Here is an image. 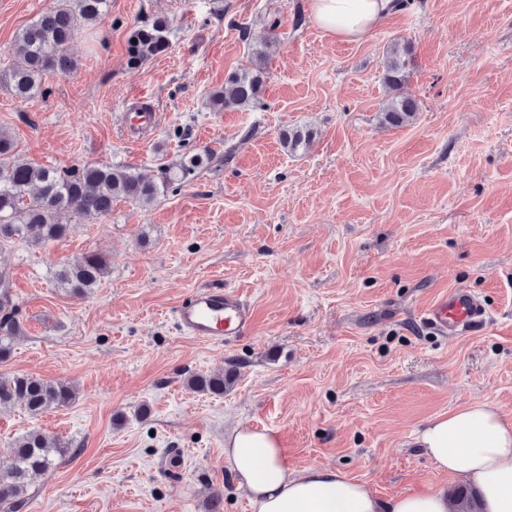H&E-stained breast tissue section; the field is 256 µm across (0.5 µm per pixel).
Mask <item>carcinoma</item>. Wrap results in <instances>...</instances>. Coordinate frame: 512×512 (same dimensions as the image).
I'll use <instances>...</instances> for the list:
<instances>
[{
	"instance_id": "obj_1",
	"label": "carcinoma",
	"mask_w": 512,
	"mask_h": 512,
	"mask_svg": "<svg viewBox=\"0 0 512 512\" xmlns=\"http://www.w3.org/2000/svg\"><path fill=\"white\" fill-rule=\"evenodd\" d=\"M110 0H56L27 26L18 31L11 46L10 66L0 72V85L22 101L47 92L45 78L51 73L69 76L77 62L69 48L79 30L94 27L108 13ZM170 46L168 20L157 18L150 24L134 27L127 39V64L137 68L165 53ZM407 44L397 46L389 56L384 72L385 83L397 90L406 80ZM264 69L231 73L224 86L211 93V104L218 110H244L261 97ZM419 111L418 103L397 96L384 112L383 119L392 126L408 123ZM312 133L294 129L283 133L282 143L294 153L308 145ZM13 141L0 131V244L23 242L47 246L68 236L69 224H60L57 213L71 211L81 218H100L112 212L117 200L146 207L168 187L192 180L204 168L211 155L197 152L146 178L125 166L85 165L70 171L54 167L16 164L10 160ZM109 272V261L98 253H88L57 266L53 278L68 294L84 297L99 287ZM20 331L17 305L9 276L0 273V361L11 356L13 341ZM233 384V376L222 371L195 374L187 386L199 392L222 395ZM76 397L73 386L52 383L26 373H0V409L23 406L33 415L63 407ZM70 443L40 430H29L15 440L13 463L0 469V512H19L26 503L31 474L49 468L56 457L70 452ZM452 512H479L477 498L457 488L450 493Z\"/></svg>"
}]
</instances>
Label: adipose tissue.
Masks as SVG:
<instances>
[{"instance_id": "obj_1", "label": "adipose tissue", "mask_w": 512, "mask_h": 512, "mask_svg": "<svg viewBox=\"0 0 512 512\" xmlns=\"http://www.w3.org/2000/svg\"><path fill=\"white\" fill-rule=\"evenodd\" d=\"M311 20L338 41L361 40L398 11L397 0H310ZM419 444L442 472L479 491L481 512H512V425L498 410L474 403L439 415ZM224 456L252 512H449L446 493L402 494L383 500L338 470L293 469L275 431L239 427L224 439Z\"/></svg>"}]
</instances>
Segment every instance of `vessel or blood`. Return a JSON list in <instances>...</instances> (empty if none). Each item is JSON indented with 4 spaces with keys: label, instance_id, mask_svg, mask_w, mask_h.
Returning a JSON list of instances; mask_svg holds the SVG:
<instances>
[{
    "label": "vessel or blood",
    "instance_id": "b4317fda",
    "mask_svg": "<svg viewBox=\"0 0 512 512\" xmlns=\"http://www.w3.org/2000/svg\"><path fill=\"white\" fill-rule=\"evenodd\" d=\"M488 310L483 300L463 288L439 296L421 314L422 320L442 336H462L483 325ZM181 332L189 337L224 343L252 326L250 304L234 289L205 288L192 293L177 310Z\"/></svg>",
    "mask_w": 512,
    "mask_h": 512
}]
</instances>
